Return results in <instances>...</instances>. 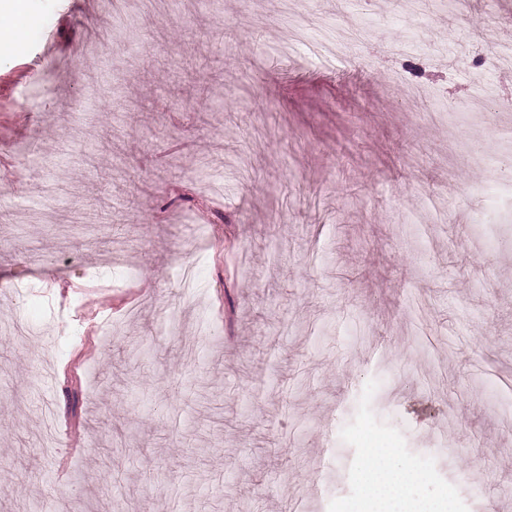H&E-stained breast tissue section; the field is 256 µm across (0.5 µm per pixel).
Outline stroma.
Returning <instances> with one entry per match:
<instances>
[{
	"label": "stroma",
	"mask_w": 512,
	"mask_h": 512,
	"mask_svg": "<svg viewBox=\"0 0 512 512\" xmlns=\"http://www.w3.org/2000/svg\"><path fill=\"white\" fill-rule=\"evenodd\" d=\"M296 2L363 40L29 0L0 44V512H368L376 448L409 512H512V0Z\"/></svg>",
	"instance_id": "35a3bbf8"
}]
</instances>
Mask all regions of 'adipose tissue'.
<instances>
[{"label": "adipose tissue", "instance_id": "1", "mask_svg": "<svg viewBox=\"0 0 512 512\" xmlns=\"http://www.w3.org/2000/svg\"><path fill=\"white\" fill-rule=\"evenodd\" d=\"M365 480L374 506L383 508L384 512H397L405 504L410 483L405 471L394 464L392 449L374 450Z\"/></svg>", "mask_w": 512, "mask_h": 512}]
</instances>
